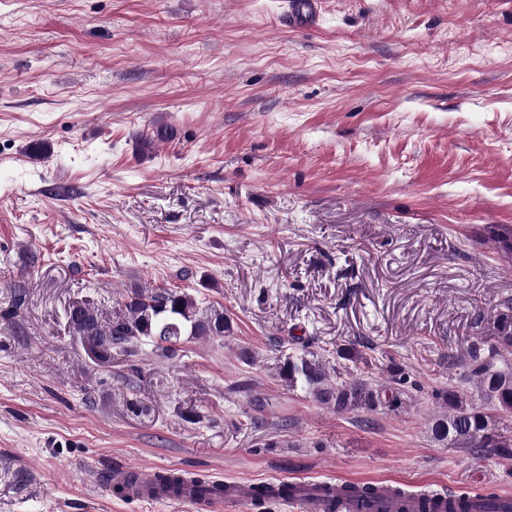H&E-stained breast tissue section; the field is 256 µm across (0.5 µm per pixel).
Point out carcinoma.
<instances>
[{"label": "carcinoma", "mask_w": 512, "mask_h": 512, "mask_svg": "<svg viewBox=\"0 0 512 512\" xmlns=\"http://www.w3.org/2000/svg\"><path fill=\"white\" fill-rule=\"evenodd\" d=\"M24 300V289L16 288L13 305L0 310V325L17 326L15 318ZM124 307L123 315L108 318L90 307L74 305L69 310L68 321L76 335L93 341L98 358L103 360L111 357L114 350L133 355L149 342L165 344L171 349L186 335L222 337L230 330L224 311L201 307L196 297L183 289L131 288L126 291ZM495 324V343L487 347L474 344L463 362L448 356L449 366L461 363L466 367L465 377L474 382L492 408L468 399L459 389L439 390L435 398L443 412L434 419L432 433L452 448L473 452L490 450L504 459H512V438L500 433L496 424L499 415L512 414V363L498 361L502 353L512 351V315H499ZM309 347L310 343H302V353L288 356L280 366L279 374L288 387H301L336 412L373 411L380 405L400 407L402 399L395 387L386 386L379 392L359 379L334 382L323 359ZM481 500L482 512H512V508L502 506V499L496 493L484 494Z\"/></svg>", "instance_id": "cac0c4a2"}]
</instances>
